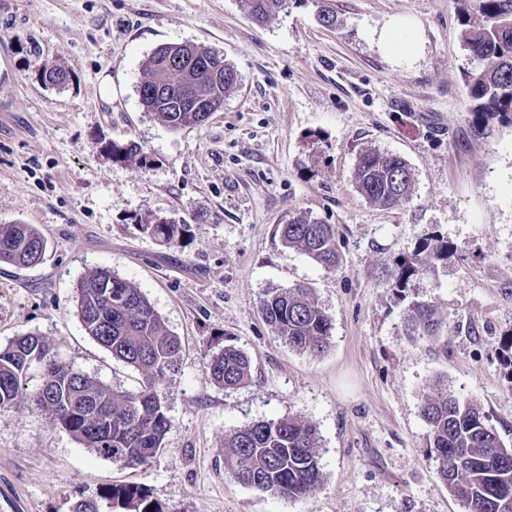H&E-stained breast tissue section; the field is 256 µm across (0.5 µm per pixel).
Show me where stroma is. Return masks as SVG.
<instances>
[{
    "label": "stroma",
    "instance_id": "35a3bbf8",
    "mask_svg": "<svg viewBox=\"0 0 512 512\" xmlns=\"http://www.w3.org/2000/svg\"><path fill=\"white\" fill-rule=\"evenodd\" d=\"M324 5L336 28L320 24ZM395 18L414 53L373 40ZM461 30L454 0H290L263 24L243 0H0V224L46 241L41 264H0V347L36 333L62 363L137 391L140 373L77 316V286L97 267L132 281L182 343L162 391L172 427L147 464L96 456L28 401L0 411V512H71L115 485L165 512H462L421 407L438 392L474 402L512 441L497 355L512 333V122L476 130ZM183 42L224 55L239 80L204 126L175 132L138 87L143 60ZM40 66L66 70L67 85L45 84ZM130 142L135 158L113 154ZM368 150L409 164V201L384 209L359 194L352 172ZM304 213L335 225V268L282 243L278 225ZM151 217L186 224L180 242L144 232ZM437 238L447 258L405 294L388 288L387 270ZM299 284L332 320L319 356L288 347L258 308ZM413 300L444 336L407 335ZM227 346L252 363L236 389L204 370ZM287 416L317 430L321 487L288 500L225 475V434Z\"/></svg>",
    "mask_w": 512,
    "mask_h": 512
}]
</instances>
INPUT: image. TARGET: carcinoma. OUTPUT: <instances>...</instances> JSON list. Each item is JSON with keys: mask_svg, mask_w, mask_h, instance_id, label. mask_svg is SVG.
Here are the masks:
<instances>
[{"mask_svg": "<svg viewBox=\"0 0 512 512\" xmlns=\"http://www.w3.org/2000/svg\"><path fill=\"white\" fill-rule=\"evenodd\" d=\"M262 23L289 0H244ZM462 19V42L477 66L466 71L470 110L475 120L512 121V0H454ZM209 65L224 73L215 85L201 76ZM143 84L169 85L166 99L145 96L141 104L173 131L203 125L180 97L188 85L208 108L219 111L224 94L238 82V73L220 53L195 44L173 57L160 46L142 63ZM352 178L359 193L381 207H393L412 194L414 176L397 155L365 152ZM143 230L172 246L182 239L185 225L168 218H149ZM282 241L301 250L317 264L336 266L338 253L334 225L299 215L278 228ZM46 242L31 224H0V263L29 268L43 259ZM448 254V242L439 240L405 256L387 274L388 287L402 293L412 279L433 261ZM77 314L86 332L112 356L142 375L133 393H116L99 381L62 364L44 337L27 333L0 348V411L21 400L43 410L53 424L83 447L121 467L141 466L152 459L171 429L162 405V381L180 356V341L131 281L117 271L95 268L77 287ZM260 310L274 333L296 351L320 355L330 346L332 320L311 289L302 285L273 290L260 300ZM410 326L420 336H437L440 322L433 308L410 305ZM38 367L41 383L27 391L30 371ZM206 374L226 388H238L251 379V361L240 349L226 346L205 362ZM421 414L428 426L429 447L435 455L448 492L465 512H512V448L507 446L481 408L452 396L430 397ZM224 473L236 483L274 497L301 499L324 482L316 429L293 417L260 421L224 436ZM163 512L139 487L114 485L96 496L74 503L72 512Z\"/></svg>", "mask_w": 512, "mask_h": 512, "instance_id": "cac0c4a2", "label": "carcinoma"}]
</instances>
